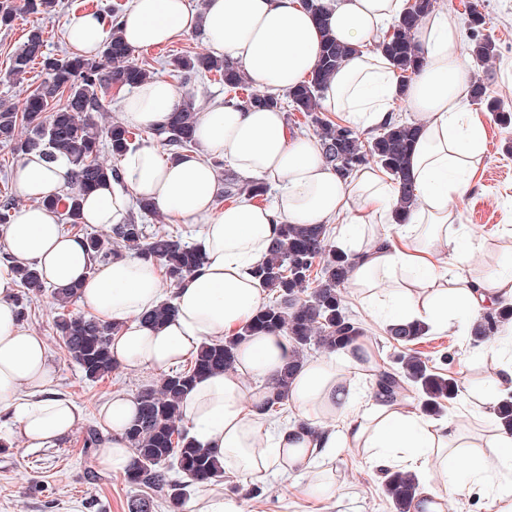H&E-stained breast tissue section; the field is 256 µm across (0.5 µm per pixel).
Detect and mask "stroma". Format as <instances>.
Here are the masks:
<instances>
[{"label": "stroma", "instance_id": "stroma-1", "mask_svg": "<svg viewBox=\"0 0 512 512\" xmlns=\"http://www.w3.org/2000/svg\"><path fill=\"white\" fill-rule=\"evenodd\" d=\"M132 2L59 0L53 12L18 15L11 27L0 28V75L30 29L42 30L46 52L61 55L69 50L66 31L72 14L90 10L95 3L123 13ZM473 6L488 19L486 33L494 40L496 51L484 66L473 68L472 75L484 79L492 95L512 107V0H436L437 9L448 12L461 24ZM206 50L202 34L195 33L161 47L138 50L135 56L146 69L159 72L179 91L191 94L205 111L228 97L219 76L211 74L187 82L171 61ZM475 111L484 121L485 161L463 197L451 204L457 223L470 238L490 243L485 253L460 265V273L471 277L492 271L502 246L512 243V155L506 151L512 143V126H501L497 116L484 106H476ZM59 314L51 294L45 293L33 297L24 323L48 346L55 372L54 389L75 401L83 419L72 438L54 447L23 448L13 438V418L0 413V512H133L134 503L143 497L152 502V512H168L165 492L130 485L125 476L101 469L96 455L84 452L88 431L99 426V405L115 393L137 395L157 382L158 373L119 368L101 381L85 380L56 328ZM469 324V319L463 318L449 328H433L416 349L422 356L440 361L441 372L484 389L495 365L512 357V340H497L493 350H484L481 343L472 340ZM443 415L458 423L466 437L482 443L488 442L495 431L493 418L479 413L462 395L446 405ZM362 457V452L355 449L333 451L329 462L336 473V497L320 504L301 495L306 477L274 476L255 485L231 473L205 485L191 486L186 500L192 503L213 492L243 505L246 512H393L383 492L382 478L362 465Z\"/></svg>", "mask_w": 512, "mask_h": 512}]
</instances>
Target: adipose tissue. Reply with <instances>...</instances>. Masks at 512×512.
<instances>
[{
    "instance_id": "1",
    "label": "adipose tissue",
    "mask_w": 512,
    "mask_h": 512,
    "mask_svg": "<svg viewBox=\"0 0 512 512\" xmlns=\"http://www.w3.org/2000/svg\"><path fill=\"white\" fill-rule=\"evenodd\" d=\"M408 7L409 0H336L328 14L330 30L356 52L324 85L322 106L357 131H374L393 117L397 73L372 42ZM119 27L135 50L202 33L213 54L234 62L264 92L311 77L321 45L319 24L301 0H203L198 8L189 0H133ZM67 36L73 52L92 57L106 31L92 13L82 12L71 16ZM415 38L425 63L408 82L405 102L418 129L409 176L419 201L403 223L393 214L398 185L382 166L370 164L340 179L313 137L290 130L284 112L233 102L219 101L200 113L198 151L166 160L154 144L129 150L120 159L119 182L84 195L87 224L125 223L132 203L147 198L172 222L201 225L197 242L205 261L175 288V315L160 328L141 319L164 297L159 264L134 255L93 263L82 237L66 233L58 214L42 204L66 190V161L38 151L21 158L13 181L26 204L0 231V253L10 260L0 265V411L12 414L24 447L58 444L76 430L82 412L54 390L49 350L18 318L15 263H35L51 287L79 285L84 307L114 325L110 350L129 371L177 370L204 342L237 334L263 303L253 268L286 223L332 229L339 248L354 259L352 294L391 304L397 322L444 326L486 312L493 299L512 297V267L475 279L448 267L449 258L466 262L486 247L461 242L449 206L484 161L483 124L467 107L471 73L460 27L435 10L422 18ZM183 106L182 92L153 78L124 97L121 118L127 126L157 129ZM218 160L267 183L275 192L271 205L246 197L218 205ZM291 355L284 333L247 337L232 371L198 380L184 398L192 437L224 469L251 482L305 474L302 495L327 501L336 496V478L319 462L335 448L366 449V463L377 469L396 459L409 472L433 462L445 471L456 467L463 442L453 422L425 419L416 403L376 386L360 400L353 372L378 365L365 335L340 354L308 359L289 390L299 421L273 419L267 404ZM137 413L128 394L112 395L98 410L109 436L98 458L109 472L125 475L133 464L125 431ZM509 471L510 436L499 435L474 455V483L490 491L494 512H512V482L503 479Z\"/></svg>"
}]
</instances>
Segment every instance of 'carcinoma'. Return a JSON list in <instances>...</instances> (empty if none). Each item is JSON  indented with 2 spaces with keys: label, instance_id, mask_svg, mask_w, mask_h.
<instances>
[{
  "label": "carcinoma",
  "instance_id": "cac0c4a2",
  "mask_svg": "<svg viewBox=\"0 0 512 512\" xmlns=\"http://www.w3.org/2000/svg\"><path fill=\"white\" fill-rule=\"evenodd\" d=\"M434 8L435 0H413L402 19L375 40V46L390 59L402 82L423 64V52L413 40V31ZM105 23L110 25V35L100 56L93 58L51 57L45 53L42 31L33 28L12 56L4 75L6 81L18 79L33 62L39 60L43 65L46 78L27 94L22 108L0 107V144L16 154L38 149L50 160L59 157L67 160L70 168L67 192L46 201V205L56 210L62 224L72 231L82 224L81 196L110 179L118 180V170L100 160V146L107 144L112 155L120 157L132 145L133 132L128 127L119 122L101 125L95 119V114L105 111L107 90L115 86L131 91L156 76V72L147 70L134 58L133 50L120 34L118 19H107ZM470 24L477 35L468 53L474 62L483 63L495 49L489 36L482 33L487 25L485 15L472 9ZM353 52L352 46L326 33L317 70L311 79L288 88V103L317 127L322 153L337 173L345 176L371 160L389 171L399 182V208L404 210L415 203L414 187L408 176L409 155L416 136L414 126L396 120L380 128L377 134L364 138L346 125L321 117V89ZM175 67L186 80L215 73L229 91H242L247 85L241 70L221 56L209 53L185 56L175 61ZM470 93L474 101L497 113L502 124L512 122V112L490 96L482 80L471 83ZM199 112L190 98L167 125L156 130L170 154L180 155L196 145ZM243 192L261 199L268 187L257 180L241 184L233 178L224 179V199H234ZM136 205L139 217L114 225L99 235H86L93 260H109L124 252L151 257L160 262L165 278L174 285L203 265L204 255L195 242L168 232L148 233L147 226L138 220L154 217L156 212L144 200ZM349 272L348 254L327 245L326 228L320 224L282 225L267 258L256 266L254 275L261 287L273 295V300L257 310L252 321L242 328L241 335L282 331L294 353L277 380L279 392L269 402V408L284 404L290 380L308 350L336 353L363 334L361 324L352 318L345 305L343 288ZM15 273L24 295H37L46 290L47 285L33 264L17 265ZM174 312L175 307L165 300L143 313L142 318L159 326ZM510 319L512 306H498L472 325L470 336L476 342L489 339L496 335L501 323ZM57 327L67 353L87 380L99 381L116 369L109 347L110 327L91 316L70 315L59 318ZM387 333L401 350L395 352L390 365L382 366L375 375L376 384L391 395L412 387L418 393L423 414L441 413L446 403L457 396L459 380L434 370L412 349L428 333V328L421 324H396L388 327ZM236 346L235 338L207 341L186 368L163 376L158 385L137 394L139 416L126 432L135 459L126 480L132 485L166 490L174 510L182 504L189 484L208 483L224 474L212 453L196 446L182 425L181 402L198 377L233 369ZM495 416L498 427L512 432V396L499 402ZM174 473L183 474L186 480L172 477ZM383 490L395 512H409L420 493V483L409 472L387 469Z\"/></svg>",
  "mask_w": 512,
  "mask_h": 512
}]
</instances>
